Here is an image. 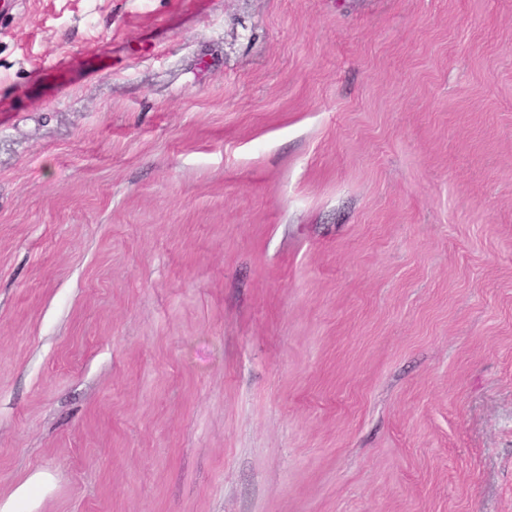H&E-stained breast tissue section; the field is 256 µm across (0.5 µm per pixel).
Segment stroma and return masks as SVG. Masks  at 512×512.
I'll return each mask as SVG.
<instances>
[{
  "instance_id": "obj_1",
  "label": "stroma",
  "mask_w": 512,
  "mask_h": 512,
  "mask_svg": "<svg viewBox=\"0 0 512 512\" xmlns=\"http://www.w3.org/2000/svg\"><path fill=\"white\" fill-rule=\"evenodd\" d=\"M7 2L0 508L512 512V0Z\"/></svg>"
}]
</instances>
